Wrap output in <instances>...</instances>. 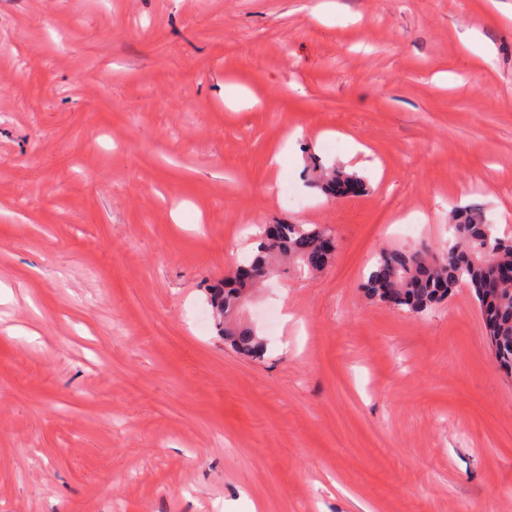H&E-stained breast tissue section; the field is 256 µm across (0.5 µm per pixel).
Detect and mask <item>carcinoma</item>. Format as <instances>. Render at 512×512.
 Wrapping results in <instances>:
<instances>
[{
	"mask_svg": "<svg viewBox=\"0 0 512 512\" xmlns=\"http://www.w3.org/2000/svg\"><path fill=\"white\" fill-rule=\"evenodd\" d=\"M316 183L333 196L363 189L359 176L336 167L320 171ZM448 225L454 230V242L437 260L422 250H380L366 276L365 291L372 299L419 314L448 299L453 288L467 286L483 315L496 369L512 375V281L487 287L492 267L512 271V238L498 236L478 205L452 208ZM326 235L327 231L315 224L263 225L255 250L238 267L240 272L253 270L254 281L237 282L228 289L222 283L206 289L212 317L225 342L252 356L264 354L263 338L238 322L247 290L262 284L280 259L307 275L325 269L332 259L323 252Z\"/></svg>",
	"mask_w": 512,
	"mask_h": 512,
	"instance_id": "cac0c4a2",
	"label": "carcinoma"
}]
</instances>
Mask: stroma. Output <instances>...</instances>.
Segmentation results:
<instances>
[{"label":"stroma","mask_w":512,"mask_h":512,"mask_svg":"<svg viewBox=\"0 0 512 512\" xmlns=\"http://www.w3.org/2000/svg\"><path fill=\"white\" fill-rule=\"evenodd\" d=\"M471 203L512 235L493 0H0V512H512V377L470 289L419 315L362 290ZM280 222L337 248L244 305L255 359L196 316ZM316 183L326 194L333 196L345 191L357 193L363 189L359 176L336 167L330 171L320 170Z\"/></svg>","instance_id":"stroma-1"}]
</instances>
